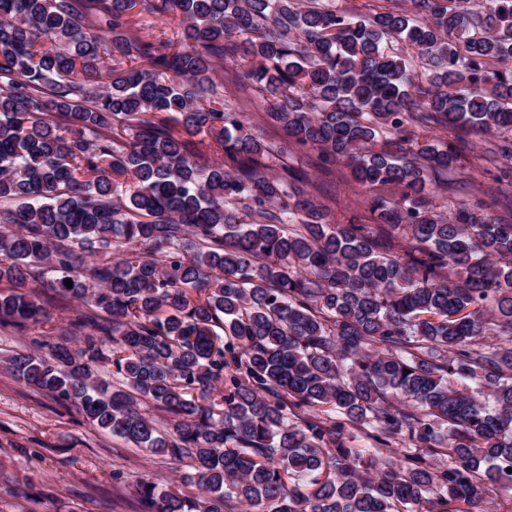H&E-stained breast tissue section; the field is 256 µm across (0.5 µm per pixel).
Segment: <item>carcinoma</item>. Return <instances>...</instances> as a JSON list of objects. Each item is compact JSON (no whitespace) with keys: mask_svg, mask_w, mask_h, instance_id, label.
<instances>
[{"mask_svg":"<svg viewBox=\"0 0 512 512\" xmlns=\"http://www.w3.org/2000/svg\"><path fill=\"white\" fill-rule=\"evenodd\" d=\"M391 2L0 0V326L38 335L6 369L191 469L182 496L139 478L146 512H490L512 488V224L433 206L466 155L429 135L512 174V0ZM227 59L377 223L302 189ZM46 292L82 307L61 341Z\"/></svg>","mask_w":512,"mask_h":512,"instance_id":"1","label":"carcinoma"}]
</instances>
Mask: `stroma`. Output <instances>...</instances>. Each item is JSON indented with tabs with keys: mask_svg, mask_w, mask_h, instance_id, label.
<instances>
[{
	"mask_svg": "<svg viewBox=\"0 0 512 512\" xmlns=\"http://www.w3.org/2000/svg\"><path fill=\"white\" fill-rule=\"evenodd\" d=\"M239 106L251 132L284 148L288 165L303 170L318 186L337 221L355 211L371 223V197L353 181L347 162H337L331 173L318 172L306 152L285 147L266 119L262 98L243 97ZM467 153L472 169L445 176L454 196L486 201L495 216L512 221V183L496 182L499 164L483 147L469 143ZM143 474L171 494L190 490L169 458L95 428L0 369V512H140L134 482Z\"/></svg>",
	"mask_w": 512,
	"mask_h": 512,
	"instance_id": "1",
	"label": "stroma"
}]
</instances>
